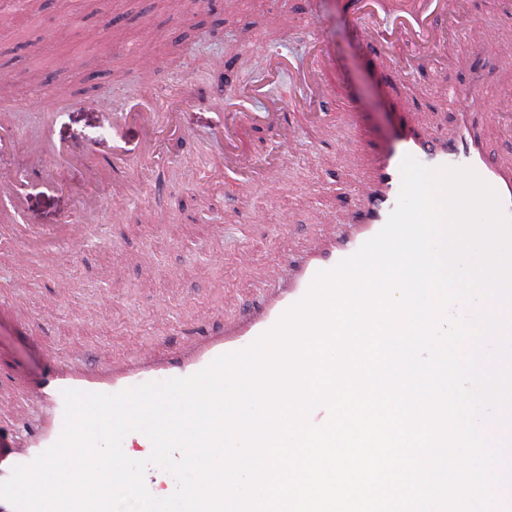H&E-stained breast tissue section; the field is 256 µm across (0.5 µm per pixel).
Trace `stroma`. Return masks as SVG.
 <instances>
[{"instance_id": "1", "label": "stroma", "mask_w": 512, "mask_h": 512, "mask_svg": "<svg viewBox=\"0 0 512 512\" xmlns=\"http://www.w3.org/2000/svg\"><path fill=\"white\" fill-rule=\"evenodd\" d=\"M0 24V123L15 130L0 152V178L26 200L23 223L39 226L53 250L60 227L92 203L95 231L63 261L22 267L17 242L0 234V424L36 414L27 384L51 350L97 365L132 357L152 341L160 355L186 345L184 320L211 317L219 330L261 298L260 276L318 234L315 215L340 219L362 178L343 144L369 151L397 134L400 109L434 129L454 114L434 95L441 81L466 87L469 73L408 76L397 100L354 23L357 0H14ZM150 55L151 73L139 58ZM318 67L334 91L332 113H298L295 155L274 182L242 186L225 172L215 128L229 100L265 80L270 98L295 94L293 71ZM82 98L57 101L58 88ZM131 103L152 108L159 133L146 147L138 125L122 121ZM62 143L74 163L49 172L41 152ZM293 221L283 224L284 214ZM250 266L236 259L238 249ZM159 304L169 322L151 317Z\"/></svg>"}]
</instances>
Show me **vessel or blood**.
Masks as SVG:
<instances>
[{
	"mask_svg": "<svg viewBox=\"0 0 512 512\" xmlns=\"http://www.w3.org/2000/svg\"><path fill=\"white\" fill-rule=\"evenodd\" d=\"M438 4L453 33L474 41L468 60L473 73L471 84L464 89L442 87L440 97L447 100L451 112L463 118L473 112L474 102L483 95L487 76L493 74L497 77L498 91L490 101L488 117L498 122L512 116V70L502 66L503 61L512 60V35L484 27L479 17L465 12L463 0H438ZM359 34L366 47L381 48V64L390 73L404 75L421 69L445 71L454 64L453 56H437L436 48L441 38L422 2L413 11L402 13L397 20L390 18L386 5L380 2L372 13L371 24L360 26ZM404 40L410 41L412 50L401 58L396 55L395 48ZM294 81L301 89L316 91V98L310 102L314 110L331 111L332 97L322 80L321 69L298 70ZM297 109L296 100L277 99L263 112H254L245 106L225 116V165L241 162L236 144L238 124L277 122L282 115ZM408 154L430 167H472L497 191L506 212L512 215V162L489 156L466 123L462 121L452 131L433 136L412 124H403L397 139L374 159L367 180L358 186L355 193L357 203L348 226L335 224L329 214H321L320 222L328 228L326 245L308 255L291 253L283 259L280 268L286 287L273 294L260 314L236 323L229 333L220 337L210 334L208 318H198L193 330L201 348L194 356L184 358L175 354L166 364L156 366L152 363L153 348L145 346L138 354L141 368L128 370L116 364L108 377L92 369L73 367L63 352L50 353L43 377L36 383L34 392L51 406L52 422L47 428L31 431L27 444L22 446L0 439V482L10 477L15 466L31 463L60 439L64 425V390L115 394L152 381L188 377L204 369L218 356L246 348L275 326L282 315L305 296L318 271L334 268L384 226L396 205L400 190L399 166ZM0 196L9 200L8 207L0 209V222L13 226L21 235L24 243L17 257L20 263H29L33 259L30 242L41 238L43 232L21 223L25 208L21 200L12 197L8 180H0Z\"/></svg>",
	"mask_w": 512,
	"mask_h": 512,
	"instance_id": "vessel-or-blood-1",
	"label": "vessel or blood"
}]
</instances>
